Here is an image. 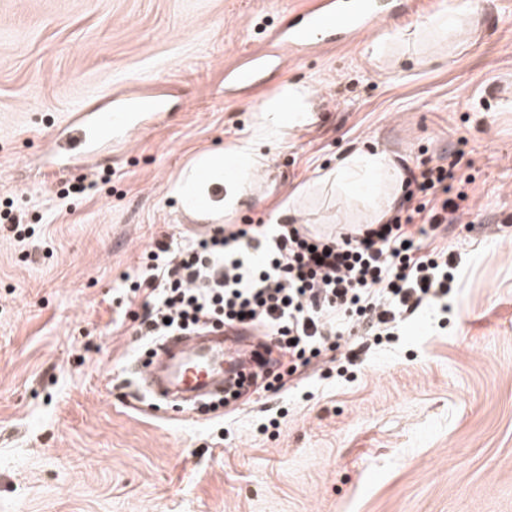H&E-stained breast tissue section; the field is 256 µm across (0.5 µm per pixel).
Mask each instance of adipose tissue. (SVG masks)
<instances>
[{
  "instance_id": "obj_1",
  "label": "adipose tissue",
  "mask_w": 512,
  "mask_h": 512,
  "mask_svg": "<svg viewBox=\"0 0 512 512\" xmlns=\"http://www.w3.org/2000/svg\"><path fill=\"white\" fill-rule=\"evenodd\" d=\"M310 99L308 87L282 85L255 113L249 135L239 139L229 152L204 155L183 171L172 190L181 207L215 215H225L237 208L249 182L266 165V148L283 142L290 132L309 124ZM401 175V170L385 155L356 150L338 160L320 183L339 191L367 188L373 201L370 219L379 224L392 209L391 188Z\"/></svg>"
}]
</instances>
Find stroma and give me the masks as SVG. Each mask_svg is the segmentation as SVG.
I'll use <instances>...</instances> for the list:
<instances>
[{
  "instance_id": "obj_1",
  "label": "stroma",
  "mask_w": 512,
  "mask_h": 512,
  "mask_svg": "<svg viewBox=\"0 0 512 512\" xmlns=\"http://www.w3.org/2000/svg\"><path fill=\"white\" fill-rule=\"evenodd\" d=\"M301 2L0 0V201L34 230L0 236V512H512V0H479L461 36L414 43L449 7L424 0L357 44L279 50L254 91L226 88ZM123 83L147 99L112 128L110 181L49 175L58 127ZM286 83L310 87L315 120L269 149L228 223L295 196L330 234L365 223L361 191L300 189L344 154L456 158L471 209L429 242L462 259L452 309L356 345L345 376L327 357L226 416L186 412L138 391L143 306L125 304L124 277L157 242L212 232L170 187ZM78 178L86 194L60 197Z\"/></svg>"
}]
</instances>
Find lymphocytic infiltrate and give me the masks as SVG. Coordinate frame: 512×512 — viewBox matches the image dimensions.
I'll return each instance as SVG.
<instances>
[{
  "label": "lymphocytic infiltrate",
  "instance_id": "obj_1",
  "mask_svg": "<svg viewBox=\"0 0 512 512\" xmlns=\"http://www.w3.org/2000/svg\"><path fill=\"white\" fill-rule=\"evenodd\" d=\"M453 169L407 171L422 201L412 214L381 224L311 235L297 224H225L185 242H158L125 290L143 299V346L179 331L254 326L294 365L339 350L344 335L393 341L403 316L447 310L454 258L427 253L426 239L469 209L448 197Z\"/></svg>",
  "mask_w": 512,
  "mask_h": 512
}]
</instances>
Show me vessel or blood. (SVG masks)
I'll use <instances>...</instances> for the list:
<instances>
[{
    "instance_id": "vessel-or-blood-1",
    "label": "vessel or blood",
    "mask_w": 512,
    "mask_h": 512,
    "mask_svg": "<svg viewBox=\"0 0 512 512\" xmlns=\"http://www.w3.org/2000/svg\"><path fill=\"white\" fill-rule=\"evenodd\" d=\"M408 11L406 0H305L292 12L287 28L277 31L276 40L289 51L303 52L324 43L345 46L374 28L380 20L396 19ZM264 55L253 54L248 67L227 73L229 84L250 86L260 78ZM140 93L123 88L92 100L74 112L66 126V151L59 161L76 168L90 159L102 137L106 121L112 120L120 106L138 103ZM188 339L177 333L166 337L143 382L158 397L179 396L183 401L220 390L226 379L251 368V361L237 354V347L225 344L222 332L208 333L207 340L187 349Z\"/></svg>"
}]
</instances>
